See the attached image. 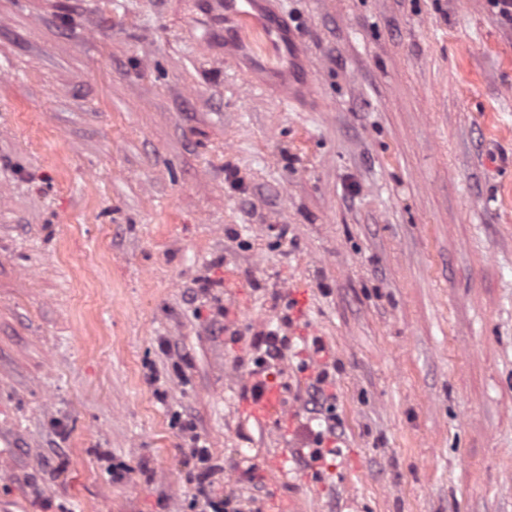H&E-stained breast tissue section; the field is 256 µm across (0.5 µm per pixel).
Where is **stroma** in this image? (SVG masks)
Wrapping results in <instances>:
<instances>
[{
    "label": "stroma",
    "mask_w": 512,
    "mask_h": 512,
    "mask_svg": "<svg viewBox=\"0 0 512 512\" xmlns=\"http://www.w3.org/2000/svg\"><path fill=\"white\" fill-rule=\"evenodd\" d=\"M207 2L0 0V512H512V22L266 0L308 110ZM281 408V396L278 388L264 389L263 393L255 398L252 395L243 400V410L259 422H267L272 414ZM185 432L187 434L189 444L191 447V454L195 461L197 470L196 474V495L194 499V506L198 508L199 512H238L240 511L236 505L235 500L230 496H215L209 489L208 482L209 474L211 472L210 451L208 446L195 432L192 424H186Z\"/></svg>",
    "instance_id": "1"
}]
</instances>
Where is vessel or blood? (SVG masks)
Wrapping results in <instances>:
<instances>
[{
  "mask_svg": "<svg viewBox=\"0 0 512 512\" xmlns=\"http://www.w3.org/2000/svg\"><path fill=\"white\" fill-rule=\"evenodd\" d=\"M211 6L215 15L233 25L236 31L233 50L236 59L275 75V87L286 102L294 104L309 95L307 77H295L286 65L285 55L270 57L265 53L266 47L286 43L288 39L287 24L279 15L257 14L255 0H211ZM280 407L281 396L275 387L243 402L244 410L260 422L268 421Z\"/></svg>",
  "mask_w": 512,
  "mask_h": 512,
  "instance_id": "vessel-or-blood-1",
  "label": "vessel or blood"
}]
</instances>
